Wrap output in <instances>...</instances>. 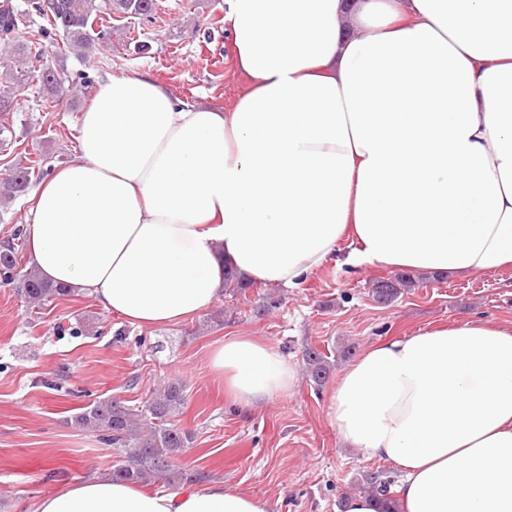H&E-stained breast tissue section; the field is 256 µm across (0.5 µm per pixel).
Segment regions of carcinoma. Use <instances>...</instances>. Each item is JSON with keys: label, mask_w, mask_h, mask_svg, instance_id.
Returning <instances> with one entry per match:
<instances>
[{"label": "carcinoma", "mask_w": 512, "mask_h": 512, "mask_svg": "<svg viewBox=\"0 0 512 512\" xmlns=\"http://www.w3.org/2000/svg\"><path fill=\"white\" fill-rule=\"evenodd\" d=\"M108 9L125 19L148 21L154 14V0H108ZM51 29L63 34L62 47L73 51L91 48L95 39L103 38L95 31L94 23L100 19L97 0H52L35 7ZM25 15L13 0H0V115L11 111L12 85L35 78L56 93L65 85L67 75L50 67L46 52L38 47L16 45V35ZM44 175L43 159L35 164L15 167L0 183V199L11 200L22 195L32 180ZM25 241L23 229L0 241V286L17 291L32 308L40 309L49 303L71 295L72 289L43 280L34 267L22 263ZM416 286L408 273H398L375 283V293L382 302L395 300L401 291ZM307 374L318 385L329 376L330 362L318 351L305 354ZM186 398L176 381H167L155 389L139 409H132L110 398H102L81 408L73 416L78 427L101 433L102 439L121 448L123 463L113 470L112 477L133 483L162 482L166 485H184L205 478L202 472L180 469L172 460L186 453L194 442L193 434L174 424ZM394 480L379 472L371 474L358 490L379 497L386 504L383 512H393L388 504L394 498L391 486Z\"/></svg>", "instance_id": "obj_1"}]
</instances>
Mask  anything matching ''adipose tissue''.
<instances>
[{
  "mask_svg": "<svg viewBox=\"0 0 512 512\" xmlns=\"http://www.w3.org/2000/svg\"><path fill=\"white\" fill-rule=\"evenodd\" d=\"M226 2L247 89L217 112L142 73L98 82L73 158L30 198L43 278L156 329L212 308L226 260L288 287L327 266L512 267V0ZM208 369L243 410L298 381L251 336L215 344ZM328 415L346 445L398 465L401 512H512V323L372 345ZM27 512L271 506L218 480L150 493L95 475Z\"/></svg>",
  "mask_w": 512,
  "mask_h": 512,
  "instance_id": "adipose-tissue-1",
  "label": "adipose tissue"
}]
</instances>
